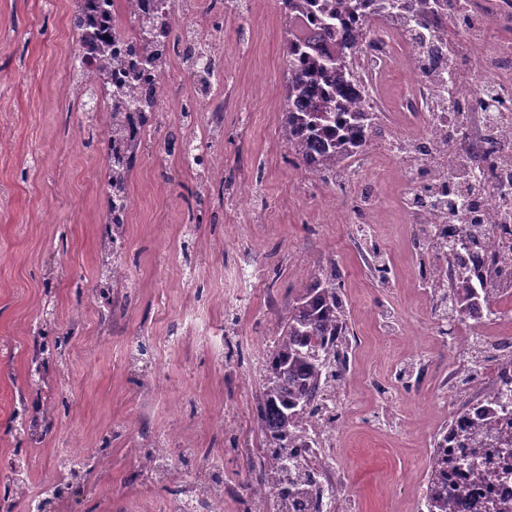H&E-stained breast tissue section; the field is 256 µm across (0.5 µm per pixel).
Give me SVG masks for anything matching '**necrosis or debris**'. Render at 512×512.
<instances>
[{"label": "necrosis or debris", "mask_w": 512, "mask_h": 512, "mask_svg": "<svg viewBox=\"0 0 512 512\" xmlns=\"http://www.w3.org/2000/svg\"><path fill=\"white\" fill-rule=\"evenodd\" d=\"M453 0H363L355 19L341 20L328 35L310 17L293 16L288 38L327 54L342 48V33L365 34L347 51L354 72L347 108L379 121L378 131L364 130L350 157L336 163V194L325 205L348 204L362 234L380 221L377 198L366 192L361 159L386 154L404 184L399 208L410 239L420 240L430 265L419 283L445 288L449 275L465 272L474 283L512 293V221L502 217L504 199L512 198V0H469L470 22L452 24ZM504 37L496 46L485 38L487 25ZM203 51L189 70L203 80L195 104L216 109L224 75V44L199 24L195 34ZM495 75V93L486 98L477 71ZM401 72L405 82L393 98L384 95L385 79ZM340 424L335 409L298 421L292 464L310 475V499L304 512H342L343 470L331 464ZM429 467H447L451 484L475 505L495 498L512 507V455L488 449L492 459L483 479L472 482L467 450L448 441Z\"/></svg>", "instance_id": "1"}]
</instances>
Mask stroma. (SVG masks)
Instances as JSON below:
<instances>
[{
    "mask_svg": "<svg viewBox=\"0 0 512 512\" xmlns=\"http://www.w3.org/2000/svg\"><path fill=\"white\" fill-rule=\"evenodd\" d=\"M73 5L0 0V488L12 463L26 468L22 494L0 492V512H30L59 485L47 512H173L176 490L207 483L204 455L220 464L224 512H246L245 451L262 445L273 334L291 290L332 264L358 337L336 433L347 512H422L428 458L450 421L443 380L456 375L467 403L481 355L457 360L427 325L432 302L394 206L398 172L385 156L364 160L383 173L371 240L346 207H325L331 185L296 182L274 112L284 27L276 0H249L217 31L229 105L213 136L214 191L200 194L207 179L161 148L172 130L209 135L207 115L165 113L128 181L129 221L113 229L101 137L65 130L84 119L69 109ZM243 195L252 208H239ZM239 248L266 264L263 285L227 268ZM116 264L122 288L106 275ZM410 415L420 428H407ZM67 448L89 456L71 480L58 466Z\"/></svg>",
    "mask_w": 512,
    "mask_h": 512,
    "instance_id": "1",
    "label": "stroma"
}]
</instances>
